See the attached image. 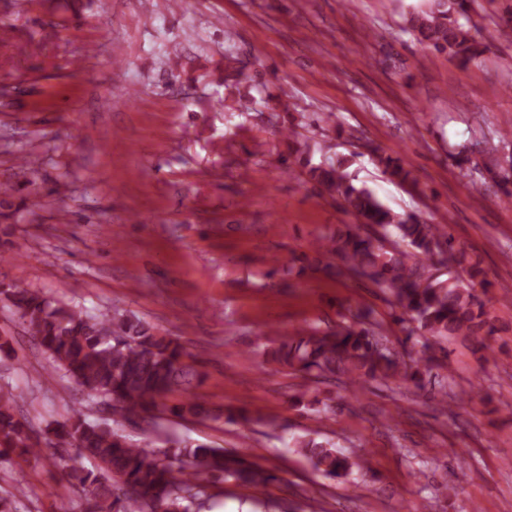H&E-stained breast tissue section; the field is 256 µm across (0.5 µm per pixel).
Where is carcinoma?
Instances as JSON below:
<instances>
[{"instance_id": "cac0c4a2", "label": "carcinoma", "mask_w": 512, "mask_h": 512, "mask_svg": "<svg viewBox=\"0 0 512 512\" xmlns=\"http://www.w3.org/2000/svg\"><path fill=\"white\" fill-rule=\"evenodd\" d=\"M471 0H428L409 14L407 30L434 50L463 63L484 50L459 22ZM224 88L239 91L240 73L234 58L225 56ZM318 124L300 121L286 128L292 146L291 175L299 174L320 194L331 198L356 223L345 225L313 244L314 257L294 255L300 271L334 273L369 282L387 300L416 323L422 336L461 339L488 349L494 334L486 294L491 283L465 255L453 237L437 224H426L410 214L387 208L348 172L349 159L326 157L315 163L305 131ZM376 164L391 179L414 188L417 179L398 156L363 143ZM20 319L55 363L57 373L76 381L90 396L112 404V415L155 417L168 412L181 419L208 411L194 400L166 404V395L190 372L185 348L160 334L135 315L88 314L19 283L0 289V302ZM368 314L347 310L344 322L329 331L300 329L279 345L272 359L317 380L346 376L349 391L363 390L370 382L400 380L425 388L422 372L382 347L384 336L364 326ZM19 395L0 387V457L35 456L42 452L30 443L29 429L16 419ZM55 441L75 449L80 457L96 461L99 471L75 467L69 482L87 492V512H200L206 482L233 479L254 488L276 480L269 470L249 463L222 448L186 442L177 448H155L145 441L131 444L106 420L91 419L78 411L51 428ZM289 447L313 467L333 478L353 467L348 457L311 436L292 438Z\"/></svg>"}]
</instances>
